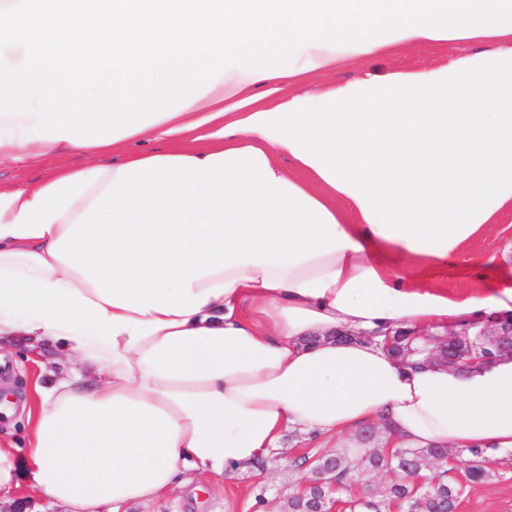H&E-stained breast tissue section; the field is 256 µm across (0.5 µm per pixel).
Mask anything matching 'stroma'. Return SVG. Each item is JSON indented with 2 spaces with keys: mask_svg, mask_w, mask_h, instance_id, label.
<instances>
[{
  "mask_svg": "<svg viewBox=\"0 0 512 512\" xmlns=\"http://www.w3.org/2000/svg\"><path fill=\"white\" fill-rule=\"evenodd\" d=\"M453 51L446 44L430 48L398 49L386 53L365 65L347 64L329 72L326 82L347 83L363 79L366 74L386 76L397 72L428 70L448 61ZM83 154L76 153L57 159L51 156L34 161L12 151L0 152V190L41 181L63 166L84 164ZM439 282L456 287L467 282L483 280L498 283L512 280V211L503 212L496 223L484 225L462 254L449 260L447 268L438 271ZM0 352L12 366L9 376L15 388L31 387L36 378L50 380L59 372L60 364L52 353L42 356L41 364H34L21 341L1 340ZM277 459L252 474L234 479L211 477L206 479L205 491L196 487L179 488L164 500L153 504L130 503L127 512H256L255 500H262L265 512H288L289 490L307 488L310 472L289 471L295 457L305 455L317 458L335 451V441L324 437H302L286 434ZM490 476L480 483H465L456 512H512V456L501 457L489 452Z\"/></svg>",
  "mask_w": 512,
  "mask_h": 512,
  "instance_id": "stroma-1",
  "label": "stroma"
}]
</instances>
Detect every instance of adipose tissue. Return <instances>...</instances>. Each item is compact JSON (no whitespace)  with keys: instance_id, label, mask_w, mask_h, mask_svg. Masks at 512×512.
I'll use <instances>...</instances> for the list:
<instances>
[{"instance_id":"ef3b65f1","label":"adipose tissue","mask_w":512,"mask_h":512,"mask_svg":"<svg viewBox=\"0 0 512 512\" xmlns=\"http://www.w3.org/2000/svg\"><path fill=\"white\" fill-rule=\"evenodd\" d=\"M433 44L308 48L297 77ZM455 44L441 67L274 108L259 91L281 77L229 70L138 133L205 148L122 162L123 140H25L35 118L0 115V151L87 158L0 191V339L71 364L37 386L24 453L0 448V492L126 512L239 474L285 433L356 448L375 423L394 448L512 455V356L414 369L387 346L512 314L510 284L433 279L512 210V33Z\"/></svg>"}]
</instances>
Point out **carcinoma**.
<instances>
[{"label":"carcinoma","instance_id":"obj_1","mask_svg":"<svg viewBox=\"0 0 512 512\" xmlns=\"http://www.w3.org/2000/svg\"><path fill=\"white\" fill-rule=\"evenodd\" d=\"M417 337L410 331H399L391 337L389 350L403 358L415 354L428 355L429 349L444 345L448 351V363L464 359L480 348L474 336L422 337V345L415 346ZM469 456L459 460L460 468L471 481L487 477L488 460L485 450L468 449ZM446 454L441 448H381L365 456V464L376 470H394L401 474L400 481L389 487L385 495L368 489L361 494L352 492L356 470L349 461V450H338L319 458L322 483L314 485L302 494L288 497V512H322L331 502L344 504V512H386L391 506L402 512H454L457 499L464 487L454 477L441 471L432 476L435 485H420L414 472L421 461Z\"/></svg>","mask_w":512,"mask_h":512}]
</instances>
